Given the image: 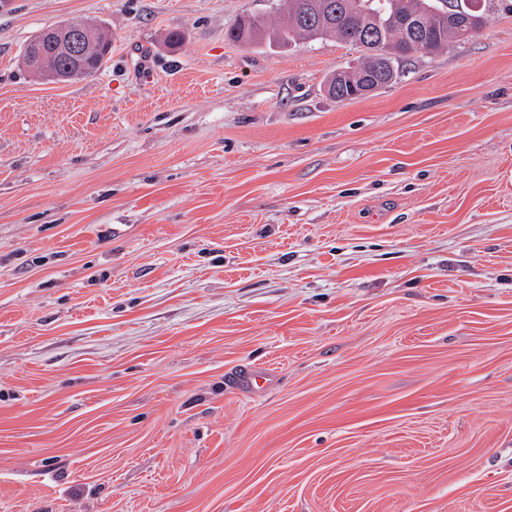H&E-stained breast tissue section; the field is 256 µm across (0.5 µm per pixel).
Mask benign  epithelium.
Here are the masks:
<instances>
[{
	"instance_id": "1",
	"label": "benign epithelium",
	"mask_w": 512,
	"mask_h": 512,
	"mask_svg": "<svg viewBox=\"0 0 512 512\" xmlns=\"http://www.w3.org/2000/svg\"><path fill=\"white\" fill-rule=\"evenodd\" d=\"M482 0H473L466 13L453 16V25L457 34L465 38L480 30L485 23L481 15ZM45 44L51 45L54 53L65 56H79L89 61L108 54L109 41L101 26L84 21H70L54 25L40 32L32 42L33 54L28 58L32 72L43 80L52 83H64L72 80L76 73H60L42 52Z\"/></svg>"
}]
</instances>
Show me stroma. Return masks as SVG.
<instances>
[{
  "label": "stroma",
  "instance_id": "1",
  "mask_svg": "<svg viewBox=\"0 0 512 512\" xmlns=\"http://www.w3.org/2000/svg\"><path fill=\"white\" fill-rule=\"evenodd\" d=\"M275 6H0V512H512V0L345 102ZM110 43V50H109ZM44 44H49L54 53L65 56H79L93 61L101 59L110 53L112 48V34L110 41L101 26L84 21H70L54 25L40 32L32 42L33 52L28 58L32 72L43 80L52 83H64L72 80L76 72L59 73L52 62L42 52Z\"/></svg>",
  "mask_w": 512,
  "mask_h": 512
}]
</instances>
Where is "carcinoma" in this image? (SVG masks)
<instances>
[{"label":"carcinoma","mask_w":512,"mask_h":512,"mask_svg":"<svg viewBox=\"0 0 512 512\" xmlns=\"http://www.w3.org/2000/svg\"><path fill=\"white\" fill-rule=\"evenodd\" d=\"M448 0H279L280 22L271 24L263 14L241 16L227 31L229 39L246 46L269 47L290 42H312L327 37L364 50L361 69L383 84L396 75L395 65L415 55H428L448 47L458 34L448 26ZM421 11L427 38L412 37L402 17ZM327 91L339 101L359 98V85L347 79L345 68L332 72Z\"/></svg>","instance_id":"obj_1"}]
</instances>
